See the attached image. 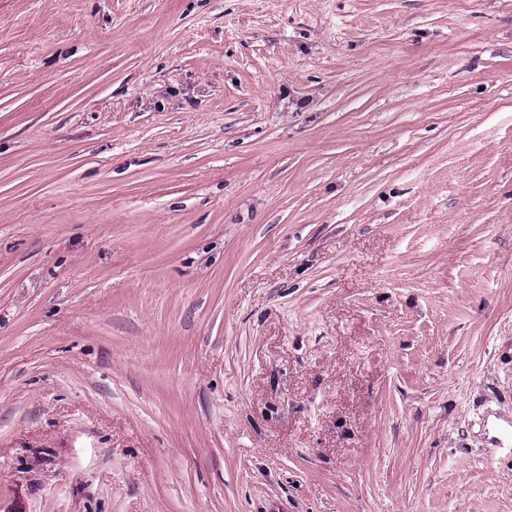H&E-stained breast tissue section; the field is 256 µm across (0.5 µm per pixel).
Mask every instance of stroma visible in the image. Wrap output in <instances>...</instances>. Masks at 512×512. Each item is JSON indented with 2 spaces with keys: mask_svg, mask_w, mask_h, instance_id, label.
Instances as JSON below:
<instances>
[{
  "mask_svg": "<svg viewBox=\"0 0 512 512\" xmlns=\"http://www.w3.org/2000/svg\"><path fill=\"white\" fill-rule=\"evenodd\" d=\"M0 512H512V0H0Z\"/></svg>",
  "mask_w": 512,
  "mask_h": 512,
  "instance_id": "stroma-1",
  "label": "stroma"
}]
</instances>
